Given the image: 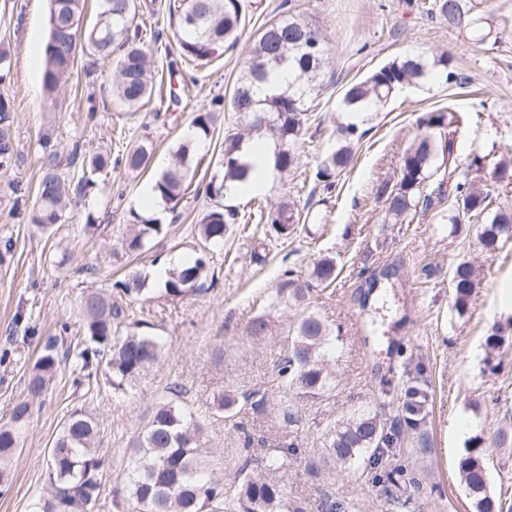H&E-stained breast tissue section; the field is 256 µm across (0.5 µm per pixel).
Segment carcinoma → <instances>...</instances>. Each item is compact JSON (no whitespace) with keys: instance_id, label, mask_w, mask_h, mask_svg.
<instances>
[{"instance_id":"1","label":"carcinoma","mask_w":512,"mask_h":512,"mask_svg":"<svg viewBox=\"0 0 512 512\" xmlns=\"http://www.w3.org/2000/svg\"><path fill=\"white\" fill-rule=\"evenodd\" d=\"M94 19L85 24V0H49V33L44 47L45 66L43 91L51 96L71 75L78 51L97 60L112 63V95L126 110L138 111L153 91L151 57L144 48L142 29L134 23L140 9H151L138 0H98ZM427 12L440 18L448 27L468 30L478 43L491 37L482 27V19L472 15L462 0H431ZM246 26V13L241 0H181L175 38L178 57L168 61L170 71L178 70L183 60L209 61L224 53V45L237 42ZM327 60V47L319 28L293 14L267 22L258 33L250 55L243 61L241 75L228 104L234 113L237 132L224 138L221 159L222 175L212 177L199 192L208 199H222L228 187L247 180L252 165L247 158L246 137L265 131L278 143L275 167L288 173L298 165L295 144L305 122L304 97L301 90L313 84ZM445 72L448 83L457 82L449 68L448 56L441 55L430 64ZM420 56H399L372 70L365 77L351 81L344 89L343 110L365 114L371 105L389 100L402 88L422 82L428 66ZM286 68L295 74L298 92L289 99L288 89L259 97L256 88L267 80L268 71ZM216 120V111L202 107L191 125L194 138L183 142L172 165L153 185L154 193L167 204H176L191 187L194 148L198 140L209 135ZM463 112H432L421 122L425 131L405 150L400 177L395 183L383 181L376 187V196L386 203V224H401L417 215H424L443 201L454 207L448 222L460 224L465 218H480V244L496 248L502 238L512 237V209L490 211L489 194L469 178L473 171L484 168V157L474 154L466 162L454 154L455 129L467 124ZM337 143L322 160L316 180L330 189L335 178L351 164L355 141L361 138L359 125L347 122L337 127ZM15 128L10 101L0 95V166L8 167L14 158ZM38 145L43 149L44 172L36 189V202L30 223L41 229L59 224L72 193V184L59 172L60 158L47 150L48 138ZM151 149L142 140L114 156L108 152L87 153L74 145L67 165L81 164L77 194L93 183L92 175L122 168L141 172L149 164ZM238 214L224 211L221 205L211 207L195 225L194 232L202 244L224 242L227 225ZM259 221L269 226L278 238L291 235L300 221L294 203L280 200L260 212ZM162 227L140 217L127 225L122 248L127 252L141 250L146 242L160 233ZM396 271L386 268L371 274L358 286L355 301L364 307L381 281L389 280ZM210 276L204 257L199 256L168 271L164 296L182 299L201 289ZM336 280L333 259L316 260L306 277L293 269L281 274L271 303L274 310L299 308L310 299L314 287L330 285ZM145 282L129 275L115 283L116 294L91 291L80 302L84 329L89 345L75 355V366L83 379L76 384L90 392L98 370H104L108 383L116 392L133 388L158 360L163 343L160 338L139 331L141 321L131 317L130 301L143 294ZM454 308L463 314L476 288V273L467 261H457L451 268ZM270 316L260 315L247 327V335L266 336ZM330 326L313 311L303 312L288 335V346L277 357L270 389L250 393L225 390L213 397L216 416L232 423L243 435V448L224 449L227 463L235 467L233 481L222 482L210 468L205 448V425L193 417L180 400L181 391L171 388L168 395L156 400L148 421L130 441L132 470L128 482L115 493L111 506L118 509L127 503L133 512H304L301 502L288 498L289 459L296 455L292 443L257 458L248 457L254 437L237 421L245 407L262 409L271 393L283 394L284 401L276 418L288 431L304 426L305 406L331 390L332 373L325 360L324 348L332 341ZM60 359L54 346L46 345L34 363L29 378V398L15 403L10 422L0 425V478L19 449L20 430L30 416L31 400L40 397L56 376ZM425 394L416 388L396 397L395 414L386 409L359 413L346 421H331L317 437V462L323 464L363 465V472L372 483L403 505H408L426 486L409 468L405 442L423 435L426 423ZM99 423L86 405L74 406L65 417L61 429L48 449L47 495L36 504V512H95L101 503L102 459L99 455ZM459 471L475 512H512L502 499H495L488 490V464L479 448L467 449L460 460Z\"/></svg>"}]
</instances>
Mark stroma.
<instances>
[{"instance_id": "obj_1", "label": "stroma", "mask_w": 512, "mask_h": 512, "mask_svg": "<svg viewBox=\"0 0 512 512\" xmlns=\"http://www.w3.org/2000/svg\"><path fill=\"white\" fill-rule=\"evenodd\" d=\"M251 17L233 47L208 63L189 61L169 74L167 55L176 53L178 17L170 0H156L154 15L137 16L152 54L157 100L135 112L112 98V71L79 57L54 95L42 93L43 51L48 37V0H0V49L12 56L11 76L0 95L14 109L17 155L0 168V424L14 404L28 395L29 368L48 341L58 352L80 342L82 296L108 289L130 273L144 279L137 303L147 332L161 336L160 360L128 393L114 392L107 381L89 406L101 428L105 469L103 497L120 486L130 464L129 442L145 426L154 401L179 388L194 414L208 423L206 442L214 448L215 473L233 477L220 451L234 447L238 433L214 416V393L266 388L286 340L284 329L295 310L273 314L271 335L254 340L246 326L268 313L270 294L289 267L307 271L315 259L332 257L336 280L312 294L315 310L333 329L336 355L331 362L335 389L307 405L303 431L290 434L275 417L278 397L264 410H243L240 419L252 431L253 453L298 443L288 476V494L305 512H321L324 494L349 502L350 512H473L458 463L467 448L481 445L488 459L489 490L512 488V444L495 442L499 430L512 429V238L495 250L477 244L479 224H451L426 214L404 224L384 223L385 204L375 187L395 180L408 144L420 133L427 113L454 109L472 121L455 135L454 153L478 152L486 164L512 158V0H463L472 14L495 25L497 41L479 45L466 32L448 28L426 13L428 0H244ZM311 21L328 48L326 64L306 101L307 120L298 144L297 169L277 175L267 191L228 195L224 205L245 215L230 225L224 242L209 248L206 259L215 275L202 291L181 300L166 298L158 269L186 260L199 249L192 229L211 202L187 192L177 205L146 202L142 190L166 170L191 127L194 111L215 95H230L254 38L283 10ZM423 51L447 55L458 82L446 83L439 70L405 87L370 111L362 124L353 161L333 190L314 178L330 143L328 128L343 119L340 101L348 82L366 76L395 57ZM177 88L179 100L169 110L159 98ZM96 106L89 116L88 106ZM236 130L230 112H221L211 134L196 147L195 181L220 174L224 139ZM68 157L75 144L96 150H124L142 138L153 144L146 173L109 172L96 190L73 197L65 219L49 232L30 224L43 153L37 141ZM476 174L493 206L512 205V183ZM290 197L301 219L288 238L270 240L257 209ZM161 224L163 231L143 250L127 255L122 240L132 214ZM470 262L480 284L468 310L453 308L450 264ZM395 266L390 284L377 289L368 307L352 296L362 275ZM502 326L506 341L487 354L485 338ZM73 364L63 362L45 396L35 401L23 429L21 448L0 481V512H33L45 493V450L75 405ZM418 388L428 396L424 439H411V461L430 493L403 509L363 475L360 465L324 467L309 472L313 440L331 420L393 404L397 393Z\"/></svg>"}]
</instances>
